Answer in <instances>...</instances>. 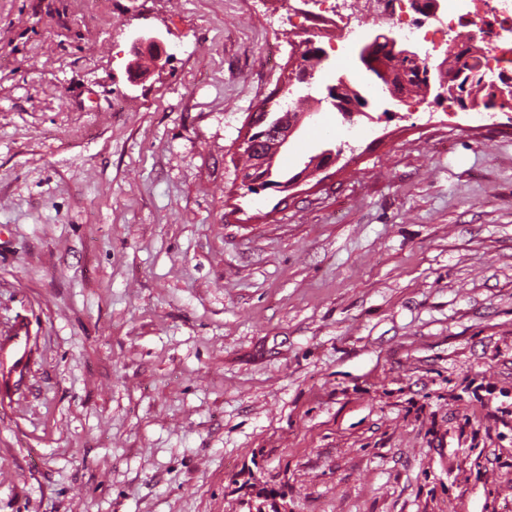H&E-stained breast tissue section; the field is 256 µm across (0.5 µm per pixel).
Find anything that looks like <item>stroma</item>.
I'll list each match as a JSON object with an SVG mask.
<instances>
[{
  "mask_svg": "<svg viewBox=\"0 0 512 512\" xmlns=\"http://www.w3.org/2000/svg\"><path fill=\"white\" fill-rule=\"evenodd\" d=\"M288 0H0V512H512V119L345 116L328 52L274 180L236 142ZM168 59L127 79L130 34Z\"/></svg>",
  "mask_w": 512,
  "mask_h": 512,
  "instance_id": "1",
  "label": "stroma"
}]
</instances>
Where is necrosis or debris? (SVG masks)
<instances>
[{"label": "necrosis or debris", "instance_id": "necrosis-or-debris-1", "mask_svg": "<svg viewBox=\"0 0 512 512\" xmlns=\"http://www.w3.org/2000/svg\"><path fill=\"white\" fill-rule=\"evenodd\" d=\"M316 26L312 42H328L353 31L356 16L395 30L419 33L436 51L473 45L484 67L512 79V0H484L481 13L464 11L461 0H444L440 14L414 11L410 0H362L352 11L348 0H311Z\"/></svg>", "mask_w": 512, "mask_h": 512}]
</instances>
